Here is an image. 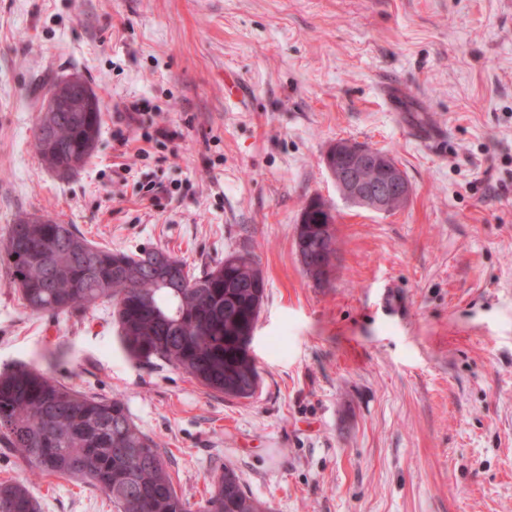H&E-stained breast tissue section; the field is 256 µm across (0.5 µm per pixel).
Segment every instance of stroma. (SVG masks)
Returning a JSON list of instances; mask_svg holds the SVG:
<instances>
[{
  "label": "stroma",
  "mask_w": 512,
  "mask_h": 512,
  "mask_svg": "<svg viewBox=\"0 0 512 512\" xmlns=\"http://www.w3.org/2000/svg\"><path fill=\"white\" fill-rule=\"evenodd\" d=\"M72 75L102 125L62 177L34 130ZM130 102L143 127L121 118ZM339 138L398 161L404 209L342 198L322 162ZM313 198L337 215L320 286L295 245ZM25 214L198 271L258 262L250 399L131 358L109 305L31 312L0 271V371L121 398L191 503L230 466L273 512H512V0H0V241ZM3 480L41 512H115L0 446Z\"/></svg>",
  "instance_id": "35a3bbf8"
}]
</instances>
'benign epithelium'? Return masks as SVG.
I'll return each mask as SVG.
<instances>
[{"label":"benign epithelium","mask_w":512,"mask_h":512,"mask_svg":"<svg viewBox=\"0 0 512 512\" xmlns=\"http://www.w3.org/2000/svg\"><path fill=\"white\" fill-rule=\"evenodd\" d=\"M64 91L47 93L42 117L43 131L51 132L57 112H96L98 97L80 76H71L62 83ZM323 163L336 188L348 202L371 211L389 214L404 208L411 197V185L399 163L390 155L351 139H338L327 149ZM305 209L324 213L323 230L332 234L337 216L324 201L313 198Z\"/></svg>","instance_id":"benign-epithelium-1"}]
</instances>
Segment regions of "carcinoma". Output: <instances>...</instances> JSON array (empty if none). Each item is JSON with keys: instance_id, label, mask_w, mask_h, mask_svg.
Listing matches in <instances>:
<instances>
[{"instance_id": "cac0c4a2", "label": "carcinoma", "mask_w": 512, "mask_h": 512, "mask_svg": "<svg viewBox=\"0 0 512 512\" xmlns=\"http://www.w3.org/2000/svg\"><path fill=\"white\" fill-rule=\"evenodd\" d=\"M100 126L99 112H62L51 146L36 125V151L49 169L68 176L92 156ZM295 244L308 258L306 276L322 283L321 264L336 248L324 243L316 217L296 230ZM155 252L175 264L184 287L166 285L165 269L147 268ZM0 262L33 313H72L109 303L129 356L163 360L231 398L249 399L259 388L255 360L240 356L236 346L243 330L258 322L266 290L262 270L247 253H231L197 274L167 250L114 251L70 224H36L23 216L8 226ZM0 443L35 475L101 489L117 512H193L178 494L158 444L134 423L122 399L86 395L28 365L0 372ZM0 512L41 510L23 483L3 481ZM198 512L271 509L226 466Z\"/></svg>"}]
</instances>
